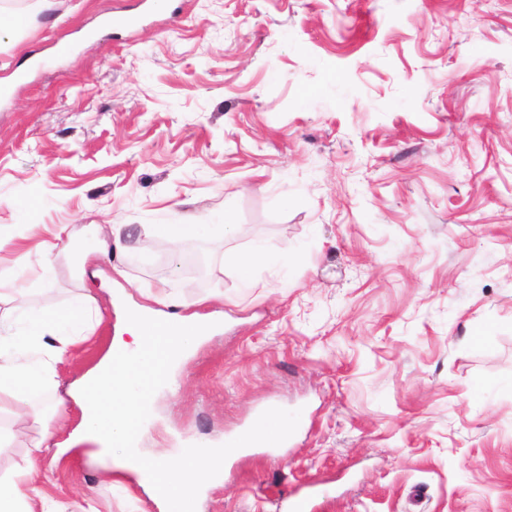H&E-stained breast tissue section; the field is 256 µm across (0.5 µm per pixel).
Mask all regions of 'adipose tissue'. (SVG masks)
<instances>
[{"label":"adipose tissue","instance_id":"1","mask_svg":"<svg viewBox=\"0 0 512 512\" xmlns=\"http://www.w3.org/2000/svg\"><path fill=\"white\" fill-rule=\"evenodd\" d=\"M231 230L227 223L145 224L141 236L147 242L165 237L176 248L188 240L207 241ZM14 250V264L0 269V279L20 287L15 296L0 292V413L8 407H29L33 396L45 390L52 396L36 412L42 430L26 459L11 474L0 476V512H59L52 497L29 498L20 487L34 480L33 457L52 447L63 455L85 443L90 444L89 454L102 470L117 467L138 474L145 486L164 497L168 512H195L196 490L222 473L226 449L200 445L189 455L147 457L137 451L136 444L151 413L154 387L173 384V371L210 333L213 319L185 315L178 330H166L165 309L185 310L189 303L159 285L163 312L141 307L128 311L126 337H115L83 380L77 399L82 408L77 429L63 442H54L50 422L66 404L65 398L55 395L56 364L93 335L102 315L88 295L74 297L60 309L47 307L41 289L27 285L31 253L27 238L18 239Z\"/></svg>","mask_w":512,"mask_h":512}]
</instances>
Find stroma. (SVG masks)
Wrapping results in <instances>:
<instances>
[{"label": "stroma", "mask_w": 512, "mask_h": 512, "mask_svg": "<svg viewBox=\"0 0 512 512\" xmlns=\"http://www.w3.org/2000/svg\"><path fill=\"white\" fill-rule=\"evenodd\" d=\"M0 226L206 224L197 275L157 239L78 280L104 319L170 281L224 331L160 389L144 454L223 444L272 412L286 443L228 457L203 512H512V0H0ZM132 15L140 25H127ZM29 69L25 82L14 80ZM35 232H28V225ZM262 243L274 264L240 270ZM13 433L0 475L40 432ZM61 512H161L133 473L35 463Z\"/></svg>", "instance_id": "1"}]
</instances>
